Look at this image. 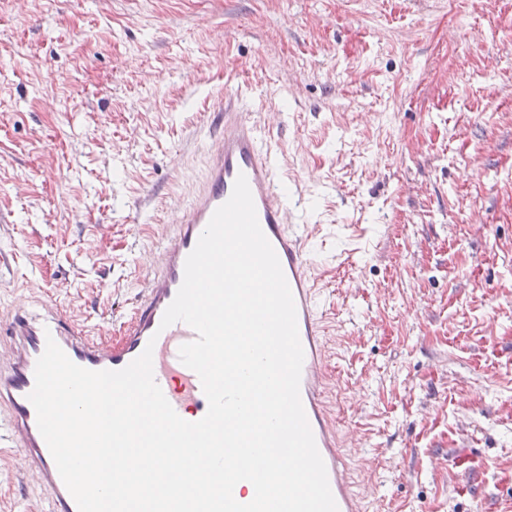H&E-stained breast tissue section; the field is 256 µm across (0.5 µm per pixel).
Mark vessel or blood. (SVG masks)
<instances>
[{"instance_id": "vessel-or-blood-1", "label": "vessel or blood", "mask_w": 512, "mask_h": 512, "mask_svg": "<svg viewBox=\"0 0 512 512\" xmlns=\"http://www.w3.org/2000/svg\"><path fill=\"white\" fill-rule=\"evenodd\" d=\"M277 169V155L263 147L257 126L243 121L238 112L225 110L204 177L182 205L179 225L160 247L141 302L122 323L118 341L98 342L83 336L52 301L41 302L38 310L9 317L0 311V320H7L11 336L8 350H0V442L8 441L20 449V474L47 492L51 512H78V507L58 473L28 399L47 339H54L72 362L93 371L123 369L145 348H152L154 379L166 399L179 416L202 419L208 401L201 380L179 359L180 347L195 340L196 333L185 323L165 328L161 321L183 282L187 256L215 210L230 198L241 174L247 178L259 225L279 258L294 297L304 350L300 396L338 512H360L361 498L353 489L322 399L329 344L316 313L315 281L301 248L305 227L294 221L299 200L286 195Z\"/></svg>"}]
</instances>
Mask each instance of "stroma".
<instances>
[{
	"mask_svg": "<svg viewBox=\"0 0 512 512\" xmlns=\"http://www.w3.org/2000/svg\"><path fill=\"white\" fill-rule=\"evenodd\" d=\"M227 100L304 199L361 512H512V0H0V307L117 336Z\"/></svg>",
	"mask_w": 512,
	"mask_h": 512,
	"instance_id": "1",
	"label": "stroma"
}]
</instances>
